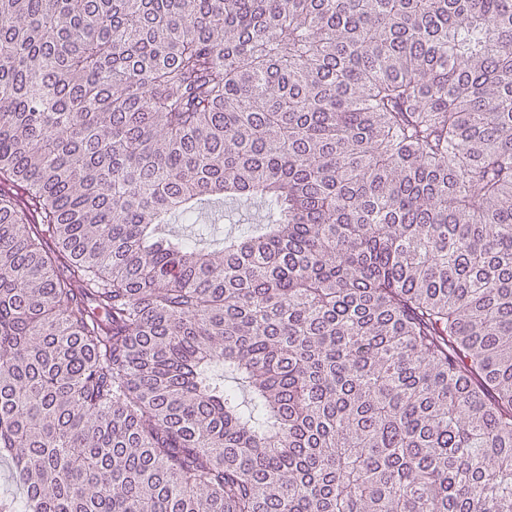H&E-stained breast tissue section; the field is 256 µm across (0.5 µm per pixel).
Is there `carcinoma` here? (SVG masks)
Wrapping results in <instances>:
<instances>
[{"mask_svg":"<svg viewBox=\"0 0 512 512\" xmlns=\"http://www.w3.org/2000/svg\"><path fill=\"white\" fill-rule=\"evenodd\" d=\"M2 456L28 512H512V0H0Z\"/></svg>","mask_w":512,"mask_h":512,"instance_id":"obj_1","label":"carcinoma"}]
</instances>
